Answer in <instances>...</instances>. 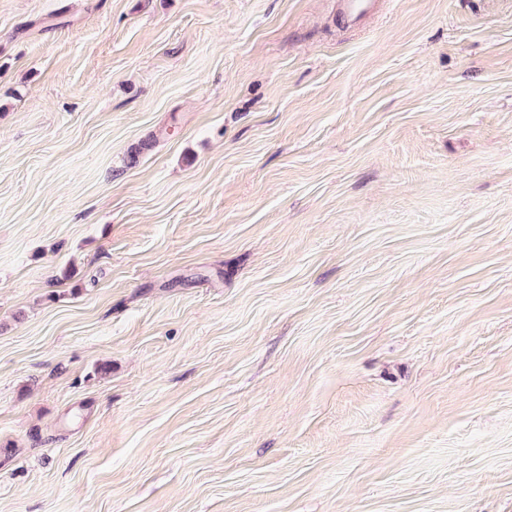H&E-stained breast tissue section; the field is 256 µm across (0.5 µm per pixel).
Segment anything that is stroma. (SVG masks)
<instances>
[{"instance_id":"1","label":"stroma","mask_w":512,"mask_h":512,"mask_svg":"<svg viewBox=\"0 0 512 512\" xmlns=\"http://www.w3.org/2000/svg\"><path fill=\"white\" fill-rule=\"evenodd\" d=\"M0 512H512V0H0ZM377 0H338L336 3L347 24H356L363 17L372 13Z\"/></svg>"}]
</instances>
